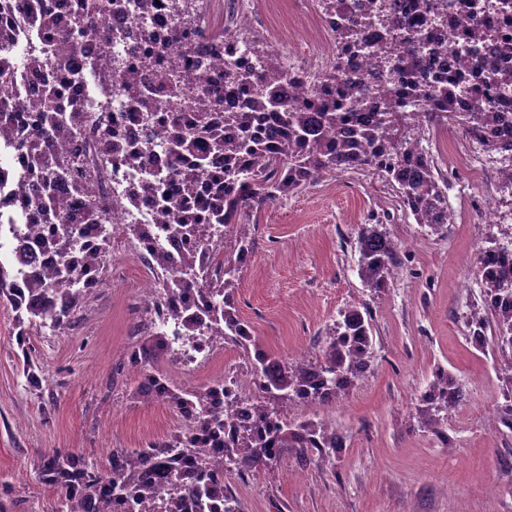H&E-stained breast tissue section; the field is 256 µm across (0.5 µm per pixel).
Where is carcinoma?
Masks as SVG:
<instances>
[{"label":"carcinoma","instance_id":"obj_1","mask_svg":"<svg viewBox=\"0 0 512 512\" xmlns=\"http://www.w3.org/2000/svg\"><path fill=\"white\" fill-rule=\"evenodd\" d=\"M319 4L324 15L340 20L333 30L336 53L303 101L284 99L286 78L278 54L259 47L258 40L247 39L246 47L256 55L261 69L224 72V94L232 95L243 87L250 98L244 110L224 113V123L212 120L211 112L221 100L209 89L208 62L197 54L223 51L224 26L215 23L205 35L206 48L184 29L169 39L195 58L197 72L185 85L196 93L189 111H169L178 91L164 73H155L153 97L144 95L128 76L122 85V107L146 127H162V133L146 139L137 152L112 137V130L103 133L101 163L106 167L142 166L157 150L168 156L166 168L144 189L158 201L165 231L196 243L183 254L176 271L163 254L151 256L153 268L163 277L159 300L196 290L206 303L200 314L188 308L170 309L169 315L180 321L184 341L196 342L205 314L213 323L215 342L242 349L260 373L258 392L247 399V410L257 427L233 429L232 447L225 448L220 459L200 457L203 467L216 471L233 466L246 473L268 466L278 461L284 448L298 449L303 462L331 461L344 448L345 436L323 421L291 422L281 415V408L291 402L326 405L338 400L364 376L374 354L372 316L357 307L340 313L313 360L288 362L255 346L251 326L236 310L239 273L250 253L255 228L247 222L248 212L338 172L371 168L396 186L400 202L416 223L432 230L453 224L456 214L448 208L447 177L422 146L426 131L445 126L458 130L485 156L499 160L501 185L512 189V176H507L512 167V142L488 136V130L502 121L496 108L512 91V70L503 71L494 59L482 55V29L471 28L466 39L473 68L488 75L481 86L462 85L451 77L446 83L431 82L423 75L422 59L414 50L393 40L385 42L376 61L385 103L376 110L361 94L349 70L348 54L360 47L366 29L375 24L396 33L398 4L394 0H319ZM105 5L116 9L125 2L73 0L67 34L56 26L51 9H42L36 40L25 56L28 73H51L36 103L17 92L9 93L20 82L21 73L14 60V21L6 22L0 15V137L13 139L12 150L21 161L16 169H0V179L13 181L16 207L39 219V244L53 256L42 273L21 285L12 267L0 263V301L15 312L16 344L26 360L30 330L48 320L57 328L73 322L84 296L99 283L100 258L112 246L101 169L91 168L85 155L63 149L78 138V129L93 105L88 100L69 101L70 78L64 69L52 67L63 59L71 66L79 64L87 45L102 36L96 14ZM147 43V48L132 50V58L145 68L155 67L161 56L155 50L157 39L150 37ZM462 95L471 102L466 111L457 107ZM214 156L224 159L219 174L210 169ZM83 224L96 226L89 252L74 248ZM357 243L362 282L376 293L384 291L400 265L397 242L378 221L360 225ZM483 259L491 261L494 269L486 274L478 267L483 301L469 311L466 326L469 333H477L478 344L495 351L497 374L512 395V232L502 239L490 238L479 249L478 260ZM163 336L161 332L144 337L129 353V365L142 367L161 356H172ZM167 394L175 408L188 405L195 409L193 426L139 450L112 454L106 474L58 449L41 455L38 477L57 494L55 512H112L116 499L138 506L137 512H154L157 491L142 476L149 462L185 480L182 488L197 504L204 506L221 495L224 512H240L236 499L224 493V485L201 484L195 473L179 467L184 439L194 432L212 439L226 430L227 423L210 409V387L172 389ZM464 399L463 389L448 371L435 368L415 408L418 427L448 444V412Z\"/></svg>","mask_w":512,"mask_h":512}]
</instances>
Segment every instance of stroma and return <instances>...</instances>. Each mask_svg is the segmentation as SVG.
<instances>
[{
	"label": "stroma",
	"instance_id": "35a3bbf8",
	"mask_svg": "<svg viewBox=\"0 0 512 512\" xmlns=\"http://www.w3.org/2000/svg\"><path fill=\"white\" fill-rule=\"evenodd\" d=\"M307 0H264L256 36L271 50L306 43L298 24ZM435 159L452 174L448 201L457 218L434 233L416 224L395 187L375 171L351 170L311 184L252 217L258 226L237 291L240 317L258 347L278 357L314 358L344 309L367 307L376 339L370 370L335 403L286 406L289 420L322 419L347 436L335 461L301 465L284 449L277 464L242 477L225 473L242 512H512V396L491 348L469 338L465 316L479 304L478 248L501 227L486 212L512 209L492 166L456 160L455 130L435 138ZM379 216L401 247L400 267L383 292L358 274L357 232ZM153 273L135 252L104 258L99 285L63 330L35 327L29 343L39 386L17 358L13 314L0 304V493L11 512H54L56 494L38 479L41 454L59 449L108 472L112 453L170 438L184 423L168 402L135 392L145 372L172 388L207 385L245 363L225 345L222 362L188 375L162 358L131 368L141 337L131 328L137 299ZM444 366L466 398L448 413L451 448L414 429L417 398L435 366Z\"/></svg>",
	"mask_w": 512,
	"mask_h": 512
}]
</instances>
